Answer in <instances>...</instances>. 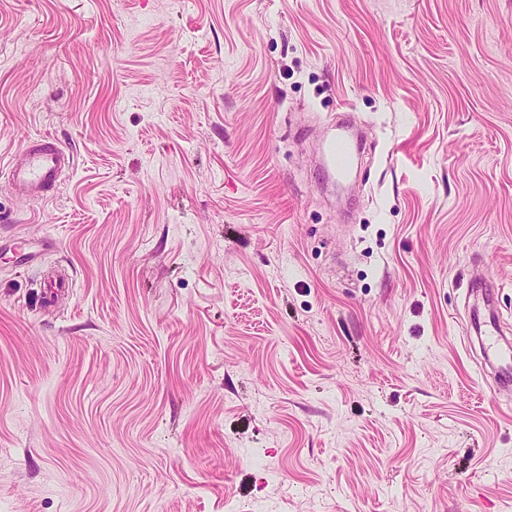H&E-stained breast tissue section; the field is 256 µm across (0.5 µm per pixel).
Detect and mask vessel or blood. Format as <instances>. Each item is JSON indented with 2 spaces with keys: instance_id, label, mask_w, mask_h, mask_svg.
Masks as SVG:
<instances>
[{
  "instance_id": "obj_1",
  "label": "vessel or blood",
  "mask_w": 512,
  "mask_h": 512,
  "mask_svg": "<svg viewBox=\"0 0 512 512\" xmlns=\"http://www.w3.org/2000/svg\"><path fill=\"white\" fill-rule=\"evenodd\" d=\"M359 151V141L332 134L320 149V162L330 178L338 181L349 174ZM73 161L70 150L54 139L40 137L27 141L20 153L7 162L8 184L20 199L49 198L63 184ZM480 334L484 356L495 365L500 381L512 382V350L500 346L497 340L496 317L484 321Z\"/></svg>"
}]
</instances>
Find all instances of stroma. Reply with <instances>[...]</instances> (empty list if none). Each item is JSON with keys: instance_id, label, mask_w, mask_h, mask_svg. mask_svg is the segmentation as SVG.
I'll return each instance as SVG.
<instances>
[{"instance_id": "1", "label": "stroma", "mask_w": 512, "mask_h": 512, "mask_svg": "<svg viewBox=\"0 0 512 512\" xmlns=\"http://www.w3.org/2000/svg\"><path fill=\"white\" fill-rule=\"evenodd\" d=\"M41 135L74 166L0 181V512H512L465 307L512 345V0H0V164ZM331 127L333 132L320 149V163L331 179L340 181L349 174L354 158L360 151V141L358 138L354 141L345 135L336 136V121ZM73 161L70 150L55 139L29 140L6 163L8 184L20 199H47L63 184Z\"/></svg>"}]
</instances>
